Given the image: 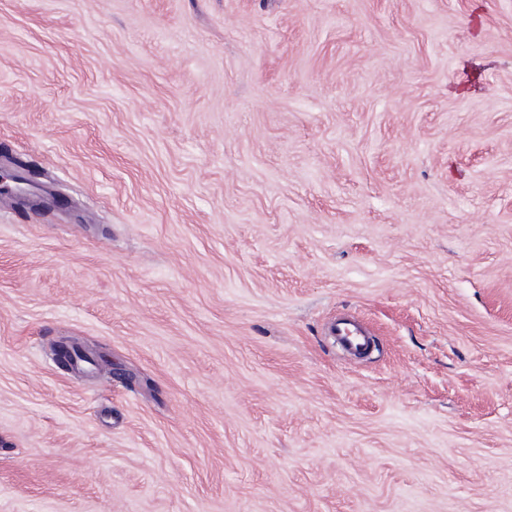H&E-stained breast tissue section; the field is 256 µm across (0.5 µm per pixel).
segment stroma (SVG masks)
I'll use <instances>...</instances> for the list:
<instances>
[{
	"label": "stroma",
	"instance_id": "1",
	"mask_svg": "<svg viewBox=\"0 0 512 512\" xmlns=\"http://www.w3.org/2000/svg\"><path fill=\"white\" fill-rule=\"evenodd\" d=\"M12 164L0 512H512V0H0ZM328 335L334 336L337 347L354 356L365 354L370 346L369 331L349 316L336 318V324L328 328Z\"/></svg>",
	"mask_w": 512,
	"mask_h": 512
}]
</instances>
